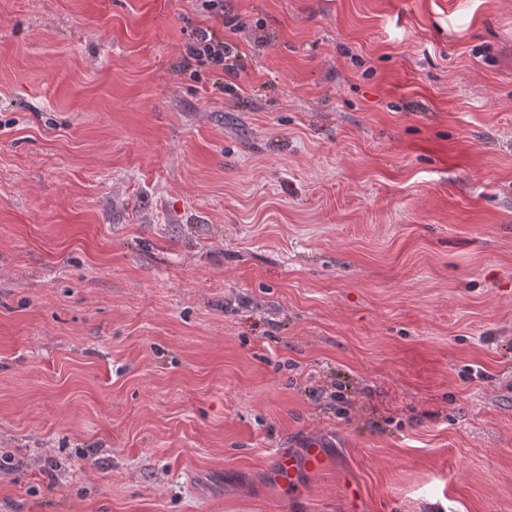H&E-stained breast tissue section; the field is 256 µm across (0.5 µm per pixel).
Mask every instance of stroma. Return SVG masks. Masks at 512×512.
<instances>
[{"label": "stroma", "mask_w": 512, "mask_h": 512, "mask_svg": "<svg viewBox=\"0 0 512 512\" xmlns=\"http://www.w3.org/2000/svg\"><path fill=\"white\" fill-rule=\"evenodd\" d=\"M224 12L0 0V512H512V0ZM185 46V61L192 60L197 68H216L230 71L233 64L224 62L230 59L231 47L224 38L210 28H196L189 34ZM326 458L327 456L324 451L316 443H311L299 456L293 454L281 456L279 467L276 471L277 481L280 484L294 483L301 469H321L325 464Z\"/></svg>", "instance_id": "1"}]
</instances>
